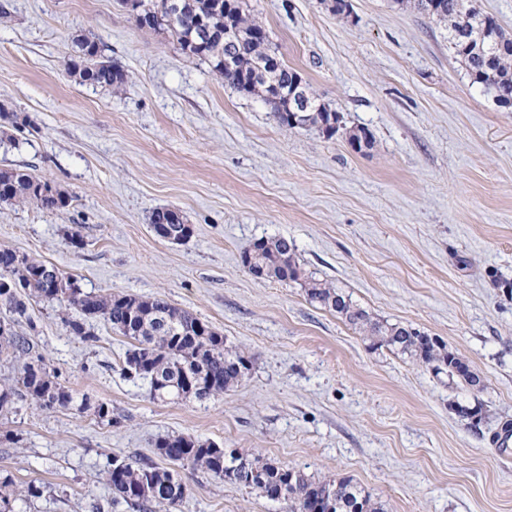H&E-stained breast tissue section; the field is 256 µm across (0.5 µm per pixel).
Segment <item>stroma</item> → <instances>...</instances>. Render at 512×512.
<instances>
[{"label":"stroma","instance_id":"35a3bbf8","mask_svg":"<svg viewBox=\"0 0 512 512\" xmlns=\"http://www.w3.org/2000/svg\"><path fill=\"white\" fill-rule=\"evenodd\" d=\"M0 20V169L20 168L72 198L60 212L0 204V247L56 266L98 294L159 297L244 352L249 370L218 399L164 403L121 371L126 339L104 322L90 346L56 304L28 303L32 336L62 385L94 411L28 403L0 414V473L35 482L16 512H91L110 497L108 459L150 457L181 434L256 453L320 479L349 478L384 512H512V107L448 48L444 23L398 0H247L279 58L341 115L326 136L282 127L258 97L217 79L117 0H8ZM127 73L111 92L65 67L75 37ZM365 127L371 147L347 133ZM170 208L193 235L150 224ZM295 245L297 282L242 263L261 238ZM327 281L378 320L437 337L482 392L381 347L311 304ZM482 410L479 424L462 408ZM176 512H284L257 491L181 470ZM151 227L159 238L177 243L185 240L191 234V227L185 224L178 211L163 208L157 209L151 216Z\"/></svg>","mask_w":512,"mask_h":512}]
</instances>
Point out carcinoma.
<instances>
[{
	"instance_id": "obj_1",
	"label": "carcinoma",
	"mask_w": 512,
	"mask_h": 512,
	"mask_svg": "<svg viewBox=\"0 0 512 512\" xmlns=\"http://www.w3.org/2000/svg\"><path fill=\"white\" fill-rule=\"evenodd\" d=\"M146 15L140 26L163 29L176 39L188 56L209 62L224 84L249 95L259 94L283 127H295L289 120L288 89L298 72L284 63L272 68L275 58L269 35L244 8V0H188L185 10L167 6L169 0H137ZM422 14L448 24V44L464 63L474 84L493 95L501 105H512V39L504 35L496 20L482 14L473 0H405ZM96 45L87 37L74 39V54L66 62L71 75L83 84L117 91L126 82L124 70L103 55L89 56ZM302 91L307 102L303 126H317L327 136L336 134V114L320 103L308 84ZM0 202L10 205L34 203L46 210L60 211L71 197L22 169H0ZM151 227L159 238L177 243L191 234L179 212L163 208L151 216ZM248 269L261 270L266 279L298 281L299 267L294 245L285 237L260 239L244 255ZM34 295L57 302L62 321L72 335L92 345L98 341L88 321L100 319L130 340L125 352L124 374L145 380L152 399L198 400L219 398L249 370V359L230 350L224 336L187 310L176 308L159 297L133 294L86 292L71 276L59 269L0 248V311L12 317L26 316L23 297ZM310 303L336 312L360 329L372 344L386 346L435 370L459 376L477 387L478 375L438 339L420 332L371 319L367 311L335 285L314 282L306 289ZM84 316L74 320L70 309ZM15 321L0 320V355L24 361L18 377L0 376V412L27 401L42 410L94 409L101 421L112 423V411L104 403L91 405L58 380V372L44 362L29 336L14 330ZM155 454L182 469L207 473L235 482L238 468L249 466L263 475L252 485L269 500L286 505L288 512H315L331 506L332 512H383L381 505L350 479H314L300 470L283 467L255 454L224 449L182 435L166 436L155 444ZM106 484L112 488L113 502L129 512H173L182 501L186 486L171 470L150 460L128 462L112 458L104 469ZM35 484L19 488L11 477L0 475V512H15L22 496L36 497Z\"/></svg>"
}]
</instances>
